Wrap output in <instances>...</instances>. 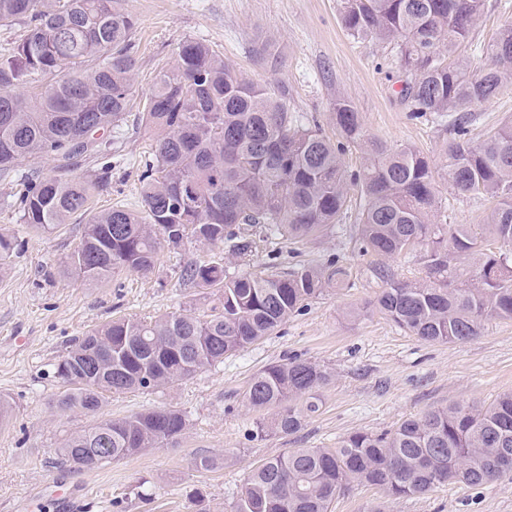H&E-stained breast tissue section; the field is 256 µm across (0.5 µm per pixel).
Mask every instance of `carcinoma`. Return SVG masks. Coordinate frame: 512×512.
<instances>
[{"instance_id":"cac0c4a2","label":"carcinoma","mask_w":512,"mask_h":512,"mask_svg":"<svg viewBox=\"0 0 512 512\" xmlns=\"http://www.w3.org/2000/svg\"><path fill=\"white\" fill-rule=\"evenodd\" d=\"M484 10L485 0H342L350 36L397 46L406 75L399 96L411 117L448 124L451 192L494 202L485 224H445L433 170L415 147L368 137L347 100L336 102L341 140L333 142L297 124L270 87L192 39L144 97L142 120L154 138L140 209L89 212L108 177L89 179L79 165L110 150L136 103L137 21L121 0H0V26L25 28L0 53V173L31 156L51 159L56 171L17 175L20 220L50 232L87 217L68 270L90 284L152 272L164 246H203L209 258L181 277L216 290L208 314L112 319L74 339L55 365L63 387L52 405L94 416L106 393L171 387L271 335L327 289L350 287L351 272L337 259L231 274L224 255L257 249L248 228L258 224L295 242L327 234L349 217L352 186L363 199L355 216L362 249L391 258L421 247L424 277L376 270L383 287L374 308L389 321L424 342L457 343L480 335L489 318L512 320V120L478 143L470 138L474 112L512 88V25L491 44L474 43ZM464 42L485 59L477 71L467 60L448 61ZM350 144L363 162L349 173L342 156ZM334 380L327 366L297 357L259 370L245 400L272 417L257 423L256 436L300 432ZM187 425L176 407L147 409L97 421L57 452L70 467L91 470L172 444ZM507 457L512 392L434 408L391 431H355L334 448H290L250 471L231 512H330L355 482L393 499L451 483L477 487L511 478Z\"/></svg>"}]
</instances>
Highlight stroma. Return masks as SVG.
Returning a JSON list of instances; mask_svg holds the SVG:
<instances>
[{"instance_id":"stroma-1","label":"stroma","mask_w":512,"mask_h":512,"mask_svg":"<svg viewBox=\"0 0 512 512\" xmlns=\"http://www.w3.org/2000/svg\"><path fill=\"white\" fill-rule=\"evenodd\" d=\"M122 7L138 26V94L149 92L157 74L173 65L179 44L193 38L222 52L238 73L272 86L303 125L339 139L333 112L337 100H348L368 137L394 148L412 145L441 172L448 131L410 119L398 96L396 49L354 40L342 25L341 0H122ZM510 118L512 89L479 108L472 140ZM152 137L138 112H130L125 140L113 145L107 165L83 167L88 177L103 168L109 173L107 188L93 195L94 210L137 208L139 162ZM438 190L442 220L485 223L491 207L486 198L453 196L443 180ZM17 191L16 183L0 179V234L17 245L0 271V396L13 406L10 424L0 428V512H61L56 494L68 489L75 492L72 512H230L248 473L264 459L291 448H332L358 429L380 433L435 407L487 404L512 391V320H487L480 336L464 343L432 344L376 313L345 319L347 307L377 295L381 283L374 265L384 264L403 280L420 273L415 255L382 260L359 252L356 225L349 220L312 241L270 238L250 255L232 259L229 269L285 271L336 258L350 269L353 287L327 290L265 340L174 387L109 397L99 418L172 405L186 412L190 425L176 444L75 471L61 464L56 450L91 419L51 406L61 388L54 374L59 357L72 339L118 316L209 311L212 294L180 278L185 266L209 254L192 244L166 248L152 273L122 272L91 285L64 272L83 220L37 234L11 205ZM292 356L327 365L336 379L301 432L255 436L264 415L247 405V384L264 366ZM202 457L216 459V467L196 470L194 462ZM377 505L385 512H512V480L477 488L445 485L400 499L355 484L336 499L332 512H370Z\"/></svg>"}]
</instances>
